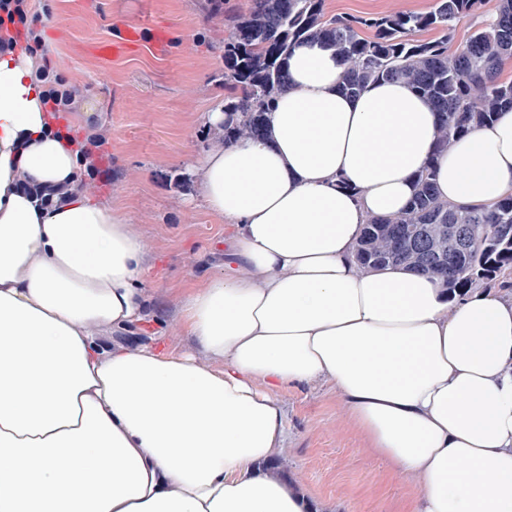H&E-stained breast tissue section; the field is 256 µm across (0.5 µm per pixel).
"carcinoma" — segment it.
<instances>
[{
  "mask_svg": "<svg viewBox=\"0 0 512 512\" xmlns=\"http://www.w3.org/2000/svg\"><path fill=\"white\" fill-rule=\"evenodd\" d=\"M326 0H249L224 15V140L262 139L267 112L289 88L288 56L303 41L332 49L345 71L341 90L356 94L379 81H404L438 114L437 149L512 110V0H496L493 19L455 49L460 20L486 0H434L424 12L328 16ZM437 32L434 39L419 33ZM436 170L425 166L399 214L372 217L353 250L367 269L402 267L432 277L448 295L497 286L512 291V194L478 206L441 199Z\"/></svg>",
  "mask_w": 512,
  "mask_h": 512,
  "instance_id": "cac0c4a2",
  "label": "carcinoma"
}]
</instances>
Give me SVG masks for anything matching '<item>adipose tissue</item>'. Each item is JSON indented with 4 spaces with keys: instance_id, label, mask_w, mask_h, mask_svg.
I'll list each match as a JSON object with an SVG mask.
<instances>
[{
    "instance_id": "obj_1",
    "label": "adipose tissue",
    "mask_w": 512,
    "mask_h": 512,
    "mask_svg": "<svg viewBox=\"0 0 512 512\" xmlns=\"http://www.w3.org/2000/svg\"><path fill=\"white\" fill-rule=\"evenodd\" d=\"M343 70L300 44L267 139L197 163L233 239L223 275L184 298L215 370L99 340L144 316L142 245L121 209L79 189L63 131L76 113L52 118L29 54H0V512H310L264 467L285 436L279 390L321 379L417 483L411 512H512V296L452 299L352 258L427 163L449 203L511 194L512 111L439 153L425 98L397 81L345 93ZM22 181L71 195L41 209Z\"/></svg>"
}]
</instances>
